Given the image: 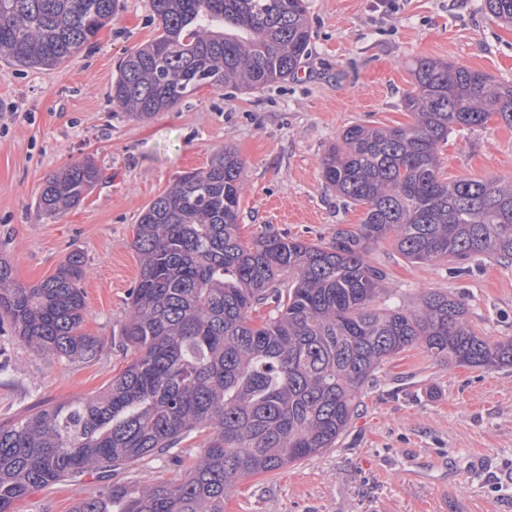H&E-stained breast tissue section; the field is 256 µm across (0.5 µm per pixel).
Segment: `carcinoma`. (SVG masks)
Here are the masks:
<instances>
[{"mask_svg":"<svg viewBox=\"0 0 512 512\" xmlns=\"http://www.w3.org/2000/svg\"><path fill=\"white\" fill-rule=\"evenodd\" d=\"M118 0H0V58L51 69L112 20ZM154 40L122 58L112 104L142 119L203 87L257 90L285 81L312 38L306 0H151ZM512 24V0H484ZM401 127L353 124L322 163L326 187L364 210L361 227L327 242L238 232L244 163L224 150L178 177L142 212L133 246L140 275L121 346L135 359L103 391L45 405L0 424V512L37 490L104 481L72 512H224L241 479L335 447L364 386L410 348L472 368L512 367V337L494 342L469 323L463 300L427 291L413 306H374L386 274L372 244L392 240L412 264L493 257L512 261V176L448 179V134L496 115L512 126V83L442 59L413 62ZM102 179L90 161L47 178L37 214L53 218ZM85 273L73 252L54 275L25 286L0 260V329L30 350L91 360L82 332ZM270 307L256 324L251 314ZM205 437L178 477L146 484L111 472Z\"/></svg>","mask_w":512,"mask_h":512,"instance_id":"1","label":"carcinoma"}]
</instances>
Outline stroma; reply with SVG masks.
<instances>
[{
	"label": "stroma",
	"mask_w": 512,
	"mask_h": 512,
	"mask_svg": "<svg viewBox=\"0 0 512 512\" xmlns=\"http://www.w3.org/2000/svg\"><path fill=\"white\" fill-rule=\"evenodd\" d=\"M313 38L287 81L257 91L200 89L178 107L136 120L109 99L127 52L153 40L150 0H120L112 21L69 62L49 70L0 59V258L14 280L53 275L72 252L85 263L84 333L100 346L88 362L30 351L0 333V424L49 403L102 391L134 358L119 344L139 274L134 226L184 173L233 149L244 164L242 239L258 232L317 242L359 227L321 178L340 132L355 123L406 126L402 95L417 57L444 59L512 82V25L483 0H307ZM450 178L512 175V126L449 135L439 152ZM102 172L73 209L37 216L44 181L78 161ZM367 260L387 278L384 304L413 305L428 290L463 297L480 335L512 336V263L483 259L412 264L390 243ZM159 453L113 472L116 483L177 477ZM96 476L32 493L16 512H71ZM224 512H512V367L448 366L419 349L387 360L334 448L238 481Z\"/></svg>",
	"instance_id": "obj_1"
}]
</instances>
